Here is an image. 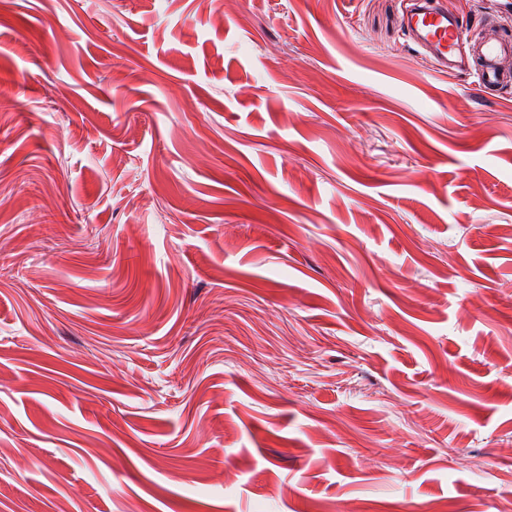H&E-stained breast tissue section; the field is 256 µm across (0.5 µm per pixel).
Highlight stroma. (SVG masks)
<instances>
[{
	"instance_id": "35a3bbf8",
	"label": "stroma",
	"mask_w": 512,
	"mask_h": 512,
	"mask_svg": "<svg viewBox=\"0 0 512 512\" xmlns=\"http://www.w3.org/2000/svg\"><path fill=\"white\" fill-rule=\"evenodd\" d=\"M439 503L512 512V88L404 0H0V512ZM433 0H411L406 27L413 45L431 55L437 69H460L472 74L479 87L491 90L511 84L497 67L501 54L512 51L508 31L482 37L465 47L463 22L436 6Z\"/></svg>"
}]
</instances>
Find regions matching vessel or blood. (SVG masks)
Returning <instances> with one entry per match:
<instances>
[{
  "mask_svg": "<svg viewBox=\"0 0 512 512\" xmlns=\"http://www.w3.org/2000/svg\"><path fill=\"white\" fill-rule=\"evenodd\" d=\"M406 27L413 45L431 55L438 70L472 74L481 89L512 84L497 67L500 55L512 51V33L502 30L472 43L463 41V24L437 7L435 0H410Z\"/></svg>",
  "mask_w": 512,
  "mask_h": 512,
  "instance_id": "vessel-or-blood-1",
  "label": "vessel or blood"
}]
</instances>
